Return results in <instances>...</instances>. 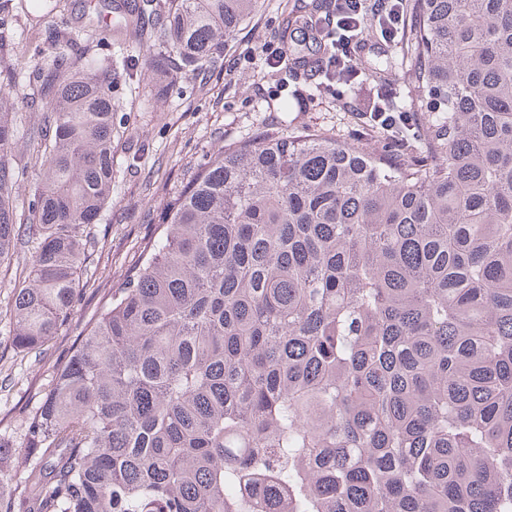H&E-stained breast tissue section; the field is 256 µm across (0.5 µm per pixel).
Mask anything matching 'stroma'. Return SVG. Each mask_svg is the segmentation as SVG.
<instances>
[{
  "label": "stroma",
  "mask_w": 512,
  "mask_h": 512,
  "mask_svg": "<svg viewBox=\"0 0 512 512\" xmlns=\"http://www.w3.org/2000/svg\"><path fill=\"white\" fill-rule=\"evenodd\" d=\"M297 5L298 0H262L260 9L225 42L222 61L198 75L178 78L160 94L152 71L157 48L130 33L115 36L103 25L93 32L89 43L97 57L122 54L138 62L136 76L121 84L114 101L112 203L87 237L88 285L75 303L74 320L40 349L21 352L12 345L13 284L25 272L34 250L32 239L19 237L10 264L0 267L1 440L21 442L29 413L53 385L55 365L94 318L103 295L121 287L139 263L144 244L165 221L169 198L225 145L272 134L320 131L343 144L406 158L412 145L423 140L424 110H415L412 130L399 135L372 126L361 113L339 109L342 101L373 99L377 84L372 80L350 86L322 75H302L288 81L283 71L266 64L261 44L280 35L283 17ZM90 9L86 0H59L57 11L42 24L18 17L12 45L0 54V70L10 69L14 78L0 79V88L18 98L27 94L25 74L36 54L66 43ZM361 50L362 63L374 61L380 53L393 62L394 103L404 108L413 94L412 73L403 63L405 45L378 39L362 43ZM16 118L10 162L18 182L17 220L27 224L32 220L31 186L39 175L33 148L45 115L23 108Z\"/></svg>",
  "instance_id": "stroma-1"
}]
</instances>
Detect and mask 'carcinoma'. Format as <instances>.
I'll return each mask as SVG.
<instances>
[{
  "instance_id": "obj_1",
  "label": "carcinoma",
  "mask_w": 512,
  "mask_h": 512,
  "mask_svg": "<svg viewBox=\"0 0 512 512\" xmlns=\"http://www.w3.org/2000/svg\"><path fill=\"white\" fill-rule=\"evenodd\" d=\"M46 0H0V29ZM260 0H168L164 89ZM426 141L396 163L323 132L224 146L104 298L29 416L0 512H512V0H410ZM125 66L65 49L45 112L14 346L73 318L112 197ZM0 97V266L18 240ZM28 463L24 459L12 457L8 459L3 458L0 464V487L5 489L18 488L24 484L29 475Z\"/></svg>"
}]
</instances>
